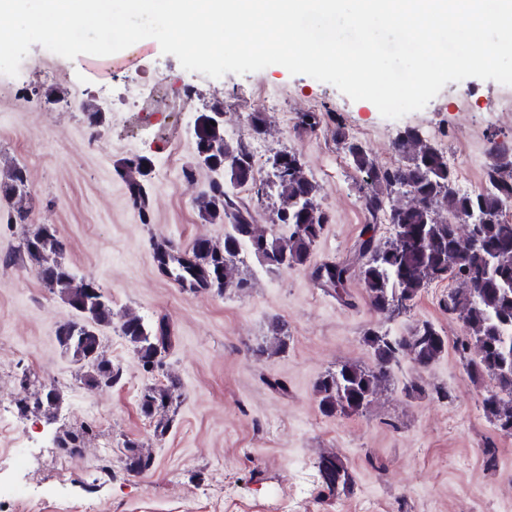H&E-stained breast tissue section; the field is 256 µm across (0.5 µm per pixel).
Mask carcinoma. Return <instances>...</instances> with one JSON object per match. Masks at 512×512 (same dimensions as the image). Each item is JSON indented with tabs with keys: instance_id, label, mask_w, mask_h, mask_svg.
I'll return each mask as SVG.
<instances>
[{
	"instance_id": "obj_1",
	"label": "carcinoma",
	"mask_w": 512,
	"mask_h": 512,
	"mask_svg": "<svg viewBox=\"0 0 512 512\" xmlns=\"http://www.w3.org/2000/svg\"><path fill=\"white\" fill-rule=\"evenodd\" d=\"M336 138L356 169L366 175L369 188L362 204L371 224L351 258L314 267L312 280L346 304V285L356 266L371 309L390 318L407 309L430 284L456 279L461 287L448 291V315L457 317L468 330L461 343L464 352L474 349V356L465 358L467 375L473 382L486 375L496 382V391L483 398L482 410L500 432L512 435V219L505 218L512 205V155L492 144L483 188L464 192L458 187L455 171L448 167V155L424 141L415 129L404 131L396 141L397 150L407 155L408 161L388 167L376 166L365 148L339 125ZM195 163L220 168L217 178L197 197L200 214L212 223L229 221L232 231L221 242L197 239L182 253L168 245L156 248V259H175L174 281L180 287L219 294L244 287L234 271L245 251L272 271L310 265L313 247L330 217L317 200L316 185L299 154L276 155L273 164L280 165L282 173L266 180L255 165L248 142L240 138L230 144L224 125L210 124L205 115L196 131ZM149 166L146 156L125 158L120 164L132 206L142 215L151 191L145 180ZM270 183L279 189V225L263 230L254 223L250 209L236 201L233 190ZM26 186V169L17 165L7 180L0 181V196L21 198ZM395 193L407 195L409 203L394 202ZM377 224L393 225L395 234L390 242L382 244L376 239ZM63 249L56 230L43 224L25 235L17 254L30 263L45 287L58 292L78 312V319L58 326L56 337L83 367L84 384L111 387L122 379L123 369L104 355L99 327L112 325V303L93 279L76 278L60 261ZM271 331L274 351H285L287 324L276 318ZM119 332L145 370L162 366L167 339L164 327L154 328L141 317L125 313ZM364 341L373 351V368L343 364L316 381L314 390L323 415H347L367 408L385 386L390 364L399 356L427 367L448 346L447 338L430 322L417 326L408 336L369 329ZM179 387V378L170 376L167 383L149 386L141 396L142 413L157 419L156 430L162 433L171 424L168 412ZM88 432L89 428L82 427L64 434L59 447L68 454L79 452ZM122 455L130 471L142 473L152 467L151 457L132 441L125 442ZM318 469L330 492L344 491L355 482L353 472L337 455L321 456Z\"/></svg>"
}]
</instances>
